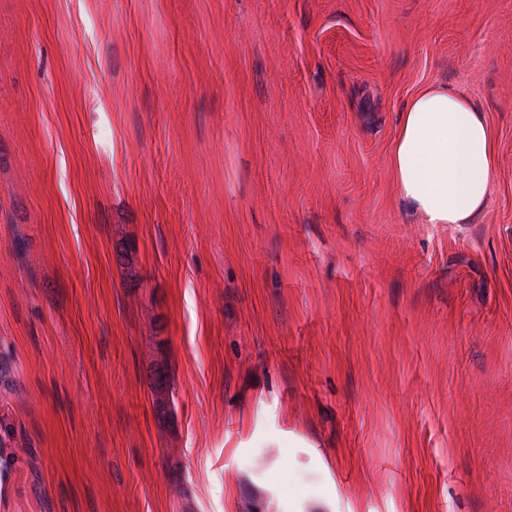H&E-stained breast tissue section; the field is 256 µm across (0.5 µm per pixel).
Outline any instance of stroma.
Returning a JSON list of instances; mask_svg holds the SVG:
<instances>
[{
    "instance_id": "35a3bbf8",
    "label": "stroma",
    "mask_w": 512,
    "mask_h": 512,
    "mask_svg": "<svg viewBox=\"0 0 512 512\" xmlns=\"http://www.w3.org/2000/svg\"><path fill=\"white\" fill-rule=\"evenodd\" d=\"M0 512H512V0H0ZM494 131L470 98L427 85L405 105L390 154L399 194L427 224H472L496 177Z\"/></svg>"
}]
</instances>
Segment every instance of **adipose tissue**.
Wrapping results in <instances>:
<instances>
[{
	"mask_svg": "<svg viewBox=\"0 0 512 512\" xmlns=\"http://www.w3.org/2000/svg\"><path fill=\"white\" fill-rule=\"evenodd\" d=\"M497 164L494 131L470 98L435 84L405 105L390 165L402 200L426 223H474Z\"/></svg>",
	"mask_w": 512,
	"mask_h": 512,
	"instance_id": "1",
	"label": "adipose tissue"
}]
</instances>
